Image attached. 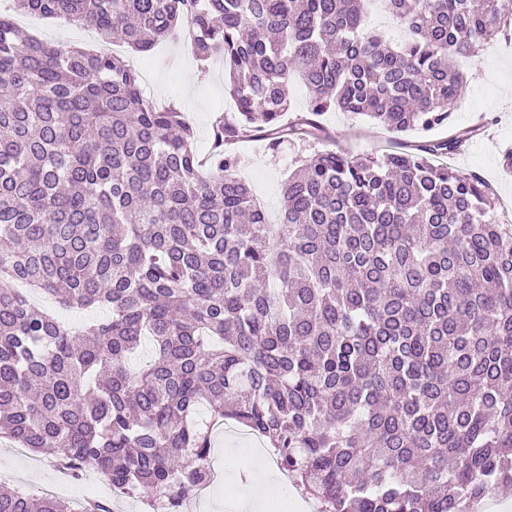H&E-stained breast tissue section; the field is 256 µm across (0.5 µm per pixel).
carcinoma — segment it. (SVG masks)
Instances as JSON below:
<instances>
[{
    "label": "carcinoma",
    "instance_id": "cac0c4a2",
    "mask_svg": "<svg viewBox=\"0 0 512 512\" xmlns=\"http://www.w3.org/2000/svg\"><path fill=\"white\" fill-rule=\"evenodd\" d=\"M137 52L189 33L236 114L208 167L182 112L122 58L31 38L0 14V434L103 473L154 512L210 480L198 417L260 436L318 512H475L512 485V224L477 173L408 151H319L267 222L228 147L329 140L322 114L395 133L448 125L454 58L512 29V0H14ZM309 93L292 112L288 82ZM105 317L73 327L15 284ZM151 361L130 357L144 337ZM0 512H74L0 490ZM366 22L368 28L383 34L392 46L403 45L407 40L405 29L379 5H369V14Z\"/></svg>",
    "mask_w": 512,
    "mask_h": 512
}]
</instances>
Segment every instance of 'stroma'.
<instances>
[{"instance_id": "obj_1", "label": "stroma", "mask_w": 512, "mask_h": 512, "mask_svg": "<svg viewBox=\"0 0 512 512\" xmlns=\"http://www.w3.org/2000/svg\"><path fill=\"white\" fill-rule=\"evenodd\" d=\"M22 28L44 41L83 48L99 46L98 41L86 40L81 29L61 19L37 16L23 23ZM112 51L125 56L139 69L147 98L183 112L193 128L199 157H208L213 126L235 111L223 63L197 61L187 39L160 42L148 54L135 53L119 43L113 44ZM460 66L467 72V84L448 127H472L476 134L450 163L460 172L480 174L493 191L497 217L512 223V168L502 162L503 153L512 146V39L487 43L476 56L462 60ZM322 120L333 136L331 142L287 140L272 149L266 140L250 137L236 145V174L251 186L270 223L279 221L282 184L301 159L328 147L353 156L382 155L400 150L402 144L426 138L418 129L391 133L365 117L339 110L324 113ZM237 433V427L228 422L214 434L211 463L215 475L205 489L186 502L185 512H227L226 503L249 492L244 472L256 477L266 473L279 476L274 457L265 451L250 453ZM22 484L34 493L56 489L61 498L69 501L117 498L103 475L86 471L79 479H66L55 459L29 451L18 452L12 442L0 438V487ZM120 501L121 512H146L141 499L125 497Z\"/></svg>"}]
</instances>
